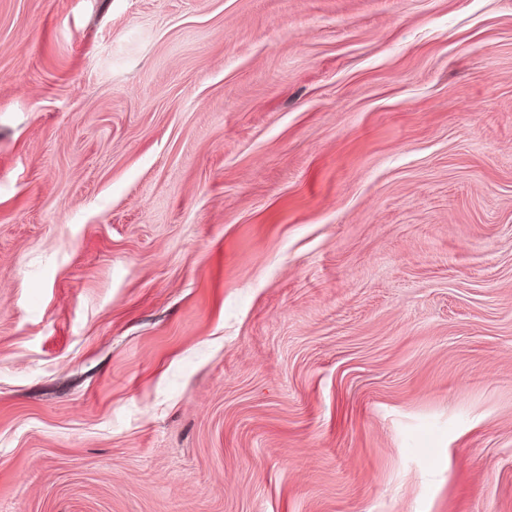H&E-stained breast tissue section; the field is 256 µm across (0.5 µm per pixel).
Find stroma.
<instances>
[{
  "label": "stroma",
  "mask_w": 512,
  "mask_h": 512,
  "mask_svg": "<svg viewBox=\"0 0 512 512\" xmlns=\"http://www.w3.org/2000/svg\"><path fill=\"white\" fill-rule=\"evenodd\" d=\"M0 512H512V0H0Z\"/></svg>",
  "instance_id": "35a3bbf8"
}]
</instances>
